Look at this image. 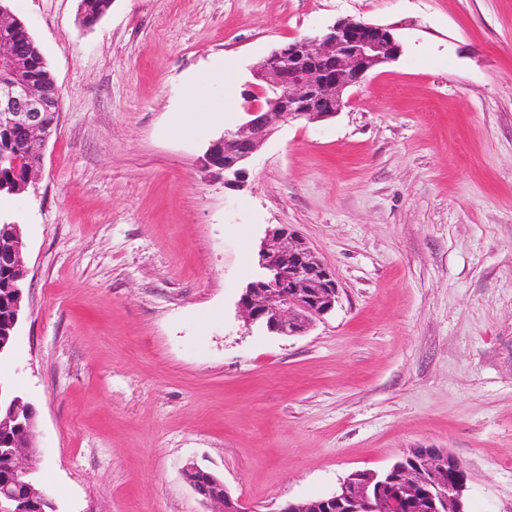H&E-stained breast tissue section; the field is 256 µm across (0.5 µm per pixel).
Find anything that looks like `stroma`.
I'll return each mask as SVG.
<instances>
[{
	"label": "stroma",
	"mask_w": 512,
	"mask_h": 512,
	"mask_svg": "<svg viewBox=\"0 0 512 512\" xmlns=\"http://www.w3.org/2000/svg\"><path fill=\"white\" fill-rule=\"evenodd\" d=\"M79 4L10 0L61 107L0 206L29 269L0 380L35 407L55 512H211L190 463L279 512L412 448L460 460L468 512H512V0H112L90 26ZM343 18L402 55L225 187L201 159L252 67ZM198 80L225 121L184 115ZM277 224L339 284L300 336L238 313Z\"/></svg>",
	"instance_id": "obj_1"
}]
</instances>
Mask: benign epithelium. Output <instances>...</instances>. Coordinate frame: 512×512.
Instances as JSON below:
<instances>
[{
	"label": "benign epithelium",
	"instance_id": "benign-epithelium-1",
	"mask_svg": "<svg viewBox=\"0 0 512 512\" xmlns=\"http://www.w3.org/2000/svg\"><path fill=\"white\" fill-rule=\"evenodd\" d=\"M17 18L0 7V70L13 77L0 81V131L18 133L43 148L52 135L45 113L58 111L60 101L49 97L40 83L24 74L19 49L10 34ZM403 45L395 28L367 21L339 19L314 37L304 36L274 48L253 70L257 80L248 100L246 120L227 131L206 152V164L224 172V183H237L245 165L279 126L297 120L317 122L336 116L349 103L347 93L380 66L398 59ZM20 235L0 236V268L17 281H27L29 269ZM262 273L241 295L239 311L249 326L270 333L295 336L331 312L338 301L336 277L298 232L285 224L267 230L258 253ZM15 427L21 440L0 452L18 476L13 485H0V512L8 504L38 496L25 481L33 464L36 421L21 401L0 406V431ZM190 480L194 492L213 506V512H253L233 498L224 483L195 465ZM350 474L336 490L318 500L288 502L279 512H465L467 473L452 454L437 448L420 449L414 467L401 462L381 471H364L363 481Z\"/></svg>",
	"mask_w": 512,
	"mask_h": 512
}]
</instances>
